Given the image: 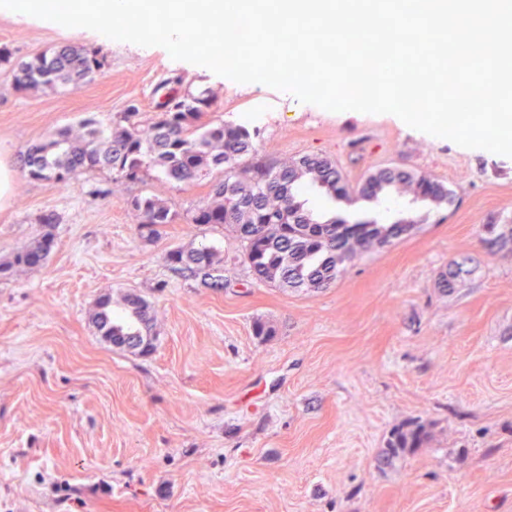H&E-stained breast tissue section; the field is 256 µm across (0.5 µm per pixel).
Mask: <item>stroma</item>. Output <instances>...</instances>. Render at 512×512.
Wrapping results in <instances>:
<instances>
[{
    "label": "stroma",
    "instance_id": "35a3bbf8",
    "mask_svg": "<svg viewBox=\"0 0 512 512\" xmlns=\"http://www.w3.org/2000/svg\"><path fill=\"white\" fill-rule=\"evenodd\" d=\"M65 44L97 49L104 67L20 92L0 66L11 167L56 128L111 123L132 100L154 112L155 88L178 73L216 98L221 119L258 128V152L324 155L353 181L394 163L455 199L328 287L282 290L253 279L224 226L190 224L221 171L63 186L18 173L0 203V263L44 233L54 245L42 266L0 275V512H512V242H495L512 235V158L0 11L13 62ZM137 194L175 213L160 238L138 232L124 203ZM308 198L352 224H389L406 206ZM48 213L54 224L41 223ZM211 244L220 286L168 260ZM443 270L455 273L445 292ZM130 293L150 308L147 356L112 346L93 321L100 299L118 310ZM258 321L273 335H255ZM411 422L425 446L388 458L392 431Z\"/></svg>",
    "mask_w": 512,
    "mask_h": 512
}]
</instances>
